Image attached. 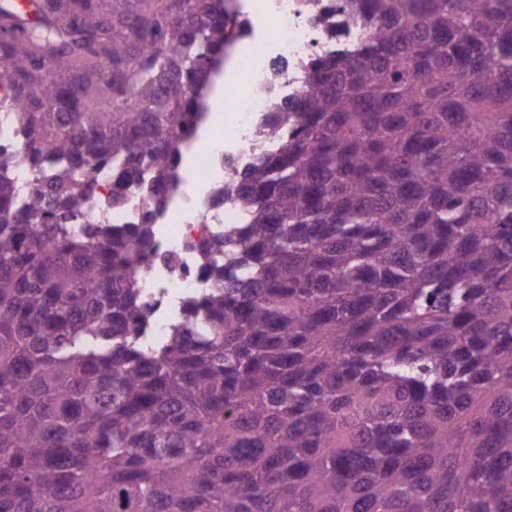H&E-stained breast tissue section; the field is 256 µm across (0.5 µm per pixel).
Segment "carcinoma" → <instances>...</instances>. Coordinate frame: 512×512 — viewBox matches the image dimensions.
I'll return each instance as SVG.
<instances>
[{"mask_svg": "<svg viewBox=\"0 0 512 512\" xmlns=\"http://www.w3.org/2000/svg\"><path fill=\"white\" fill-rule=\"evenodd\" d=\"M338 13L157 339L236 0L0 3V512H512V0Z\"/></svg>", "mask_w": 512, "mask_h": 512, "instance_id": "1", "label": "carcinoma"}]
</instances>
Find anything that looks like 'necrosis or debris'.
<instances>
[{"label": "necrosis or debris", "mask_w": 512, "mask_h": 512, "mask_svg": "<svg viewBox=\"0 0 512 512\" xmlns=\"http://www.w3.org/2000/svg\"><path fill=\"white\" fill-rule=\"evenodd\" d=\"M259 2L272 25L230 35L236 55L247 59L249 67L244 75L227 80L222 136L193 142V152L205 155L206 167L191 165L182 172L181 180L192 192L172 201L159 218L154 237L157 257L139 275L143 295L154 308L150 329L157 336L181 315L185 298L211 285L198 244L223 232L225 225L242 221L237 207L216 197L233 174L232 162L246 161L267 149L259 134L262 118L279 96L300 94V86L289 83V73L329 40L323 9L334 0H315L310 6L305 0Z\"/></svg>", "instance_id": "1"}]
</instances>
